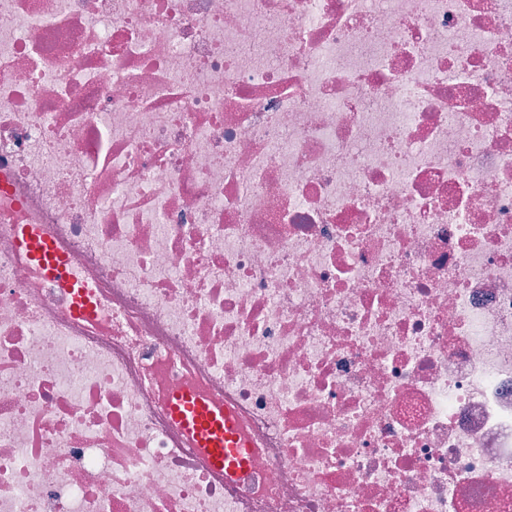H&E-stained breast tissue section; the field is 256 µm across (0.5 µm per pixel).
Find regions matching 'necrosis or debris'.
Listing matches in <instances>:
<instances>
[{
  "instance_id": "necrosis-or-debris-1",
  "label": "necrosis or debris",
  "mask_w": 512,
  "mask_h": 512,
  "mask_svg": "<svg viewBox=\"0 0 512 512\" xmlns=\"http://www.w3.org/2000/svg\"><path fill=\"white\" fill-rule=\"evenodd\" d=\"M0 512H512V0H0ZM15 240L19 251L48 280L68 283L71 309L75 314L85 316L92 312L84 290L70 278L71 259L60 252L49 238L33 232L27 224H17ZM161 403L166 414L188 434L192 447L203 452L214 469L233 476L245 474L250 444L233 409L189 382L165 386Z\"/></svg>"
}]
</instances>
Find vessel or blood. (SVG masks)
<instances>
[{
    "label": "vessel or blood",
    "mask_w": 512,
    "mask_h": 512,
    "mask_svg": "<svg viewBox=\"0 0 512 512\" xmlns=\"http://www.w3.org/2000/svg\"><path fill=\"white\" fill-rule=\"evenodd\" d=\"M15 240L19 251L47 279L68 282L71 309L75 314L91 313L84 290L70 280L71 260L67 255L26 224L16 226ZM161 403L166 414L188 434L193 448L203 452L214 469L234 476L245 474L249 443L240 431L233 409L189 382L165 386Z\"/></svg>",
    "instance_id": "1"
}]
</instances>
